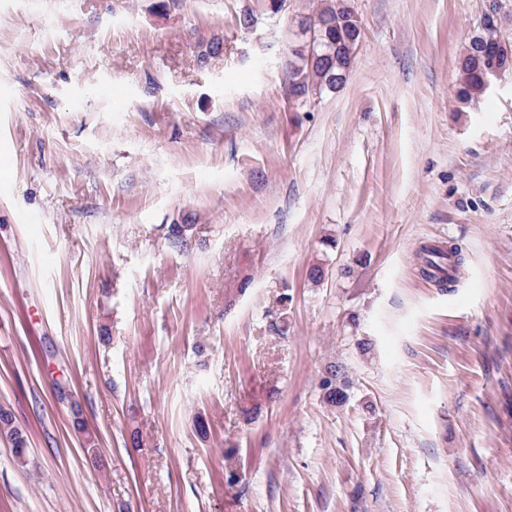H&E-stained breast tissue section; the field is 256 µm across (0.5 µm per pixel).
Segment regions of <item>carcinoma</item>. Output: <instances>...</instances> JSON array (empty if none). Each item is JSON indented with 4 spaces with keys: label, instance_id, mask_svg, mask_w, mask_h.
<instances>
[{
    "label": "carcinoma",
    "instance_id": "1",
    "mask_svg": "<svg viewBox=\"0 0 512 512\" xmlns=\"http://www.w3.org/2000/svg\"><path fill=\"white\" fill-rule=\"evenodd\" d=\"M300 26L307 40L291 52L288 81L292 83V92L304 97L311 92L336 90L351 71L362 32L360 19L345 0H323L315 12L301 19ZM495 37L492 29L480 26L469 38L459 58V94L464 103L482 96L481 75ZM199 48V62L202 64L224 51L223 41L218 38L200 43ZM420 257L421 274L437 285L456 282L464 268V257L455 244L443 248L425 246ZM351 388L349 371L341 363L328 365L319 381L322 399L332 406L345 404L350 398ZM0 435L12 442L16 455L24 454L26 440L14 425L13 416L2 409Z\"/></svg>",
    "mask_w": 512,
    "mask_h": 512
}]
</instances>
